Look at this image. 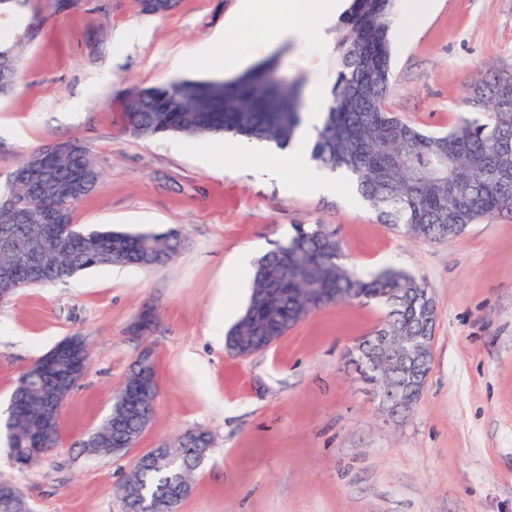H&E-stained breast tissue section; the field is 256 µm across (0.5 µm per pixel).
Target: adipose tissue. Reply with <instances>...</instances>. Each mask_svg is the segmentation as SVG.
I'll list each match as a JSON object with an SVG mask.
<instances>
[{
    "instance_id": "obj_1",
    "label": "adipose tissue",
    "mask_w": 512,
    "mask_h": 512,
    "mask_svg": "<svg viewBox=\"0 0 512 512\" xmlns=\"http://www.w3.org/2000/svg\"><path fill=\"white\" fill-rule=\"evenodd\" d=\"M344 8V0H238L232 25L237 33L249 35V24L259 19L263 22L261 35L267 44L277 45L288 41L303 40L308 32H326ZM329 91L326 85L313 83L306 124L296 135L288 153L273 157L266 173L278 177L284 167L301 172L302 187L315 192H328L336 187L335 181L323 174L313 172L307 165L308 148L322 119V111L328 104Z\"/></svg>"
}]
</instances>
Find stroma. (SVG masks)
Returning a JSON list of instances; mask_svg holds the SVG:
<instances>
[{"instance_id":"35a3bbf8","label":"stroma","mask_w":512,"mask_h":512,"mask_svg":"<svg viewBox=\"0 0 512 512\" xmlns=\"http://www.w3.org/2000/svg\"><path fill=\"white\" fill-rule=\"evenodd\" d=\"M237 0H177L159 15L138 0H27L0 30L41 23L23 46L21 78L0 94V185L53 142L88 144L102 185L73 210L82 229H177L164 265L110 268L21 289L0 302V417L22 373L66 336L89 351L61 412V440L32 468L13 466L0 432V480L34 512H124L118 487L146 449L203 428L212 444L176 512H512V218L481 219L458 237L422 241L380 223L362 200L285 193L261 180L240 139L133 132L129 91L177 79L229 78L214 52L248 65L276 58L282 75L334 83V40L267 47L225 21ZM141 28L140 39L123 41ZM386 109L431 134L482 118L470 101L482 77L512 70V0H436L412 36L393 30ZM298 224L335 229L361 274L393 267L424 282L436 308L430 370L412 408L390 418L348 352L380 324L381 306L338 302L263 352L225 348L217 303L245 308L250 286L231 262L262 256ZM154 354V416L137 443L110 456L81 443L109 414L140 351Z\"/></svg>"}]
</instances>
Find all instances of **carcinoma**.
<instances>
[{
	"mask_svg": "<svg viewBox=\"0 0 512 512\" xmlns=\"http://www.w3.org/2000/svg\"><path fill=\"white\" fill-rule=\"evenodd\" d=\"M396 13L397 0H351L338 26L333 99L316 130L312 160L348 177L378 221L414 239H451L477 220L512 216V178L502 175L512 173V107L500 106L504 97H512V87H504L499 75L477 83L473 93L484 108L483 119L464 121L444 134H427L391 115L385 102L392 89ZM38 31L39 24L32 22L21 37L0 34L1 93L19 77L16 49L34 40ZM275 66L276 59L270 58L231 81L175 80L133 90L125 105L127 120L145 137L224 135L284 147L302 125L304 100L298 84L272 81ZM62 145L64 152L52 153L44 146L18 164L22 168L39 158L54 178L37 184L10 178L0 193V237L26 224L43 253L35 279L20 281L19 287L113 265L150 268L177 252L181 238L175 229L132 233L77 228L41 240L46 215L69 224L75 206L91 193H64L74 167L82 168L96 187L102 180L85 144L69 140ZM427 294L426 286L404 270L387 268L364 276L349 269L334 230L303 224L255 262L251 296L228 330L225 346L231 355L246 358L268 349L326 305L374 301L386 309L382 323L349 350L367 381L376 376L371 361L375 337L416 336L423 326H434L436 315L423 312ZM47 367L44 358L36 360L11 397L5 428L10 452L20 459L31 456L30 448L46 453L58 444L59 431L45 439L40 432V414L54 397L50 387L37 383ZM147 425L142 413L128 411L117 394L88 451L105 456L130 448ZM196 434L200 431L185 434L151 465L135 462L122 486L126 512H137L145 503L161 504L172 485L191 481L200 461L192 443Z\"/></svg>",
	"mask_w": 512,
	"mask_h": 512,
	"instance_id": "carcinoma-1",
	"label": "carcinoma"
}]
</instances>
